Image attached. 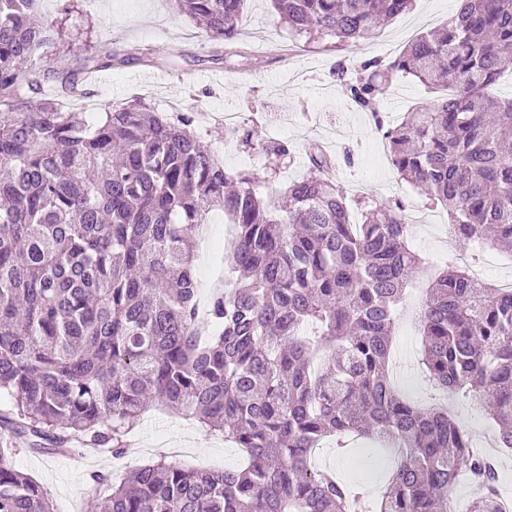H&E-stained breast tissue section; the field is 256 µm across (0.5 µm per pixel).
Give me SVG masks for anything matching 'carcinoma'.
<instances>
[{"mask_svg":"<svg viewBox=\"0 0 512 512\" xmlns=\"http://www.w3.org/2000/svg\"><path fill=\"white\" fill-rule=\"evenodd\" d=\"M39 0H0V512H54L15 469L35 452L126 451L148 403L196 421L245 454L234 469L194 470L160 457L118 481L105 473L102 512H370L311 465L327 437L375 436L398 450L376 512H455L468 471L469 512H499L496 465L473 452L444 409L403 398L390 378L391 336L410 275L404 206L350 221L321 146L276 206L259 178L224 168L194 119L142 97L102 105L88 125L56 97L90 72L123 66L112 43L60 70L36 53L71 49L63 23L43 25ZM211 42L232 39L247 0H173ZM300 34L368 38L412 0H272ZM440 29L396 58L363 62L346 83L379 116V94L410 75L445 95L383 130L392 165L448 210L455 238L512 256V97L490 88L512 66V0H459ZM242 142L267 168L292 159L282 141ZM234 237L232 287L199 313L191 241L214 212ZM419 322L422 364L465 396L512 448V289L455 265L431 283Z\"/></svg>","mask_w":512,"mask_h":512,"instance_id":"carcinoma-1","label":"carcinoma"}]
</instances>
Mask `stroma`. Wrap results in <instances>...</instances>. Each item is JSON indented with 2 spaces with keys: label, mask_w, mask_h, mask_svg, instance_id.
<instances>
[{
  "label": "stroma",
  "mask_w": 512,
  "mask_h": 512,
  "mask_svg": "<svg viewBox=\"0 0 512 512\" xmlns=\"http://www.w3.org/2000/svg\"><path fill=\"white\" fill-rule=\"evenodd\" d=\"M64 0H41L42 17L49 22L66 18L71 29L85 33L88 43L108 42L127 65L101 72L96 85L84 88L71 101L75 111L86 104H119L145 98L157 110L175 101L182 113L197 115L201 138L222 152L224 165L235 172L257 174L262 190L277 200L289 183L306 173L312 145L330 141L333 180L346 195L351 222L361 220L364 202L401 203L413 250L422 259L405 294L396 323L394 352L402 364L395 385L409 401L429 406L444 404L449 414L470 430L494 434L495 423L467 399L431 387L418 365L421 306L434 270L449 262L487 274L489 282L512 279V259L496 249L480 257L460 251L448 240V212L431 204L423 190L401 179L391 163L376 119L394 124L430 91L410 76L399 77L380 96L376 113L360 110L349 98L344 74L361 62L399 56L416 36L444 25L457 11V0H413L406 14L390 20L377 38L338 42L325 36L311 40L282 23L269 0H249L235 39L209 42L192 20L177 13L172 0H77L65 13ZM237 113L240 130L287 142L294 161L280 173L269 174L263 157L248 152L224 131V115ZM230 234L222 213L211 215V247H198L195 276L201 292L211 294L233 282L224 268L222 244ZM128 448L111 454L55 455L18 450L17 468L43 487L56 512H100L103 496L92 475L121 476L154 460L159 449L177 445L187 452L182 464L192 469L221 470L239 466L241 449L155 405L134 422ZM369 441L353 436L324 441L313 457L316 468L330 469L368 503H376L393 468L392 454L370 453Z\"/></svg>",
  "instance_id": "35a3bbf8"
}]
</instances>
